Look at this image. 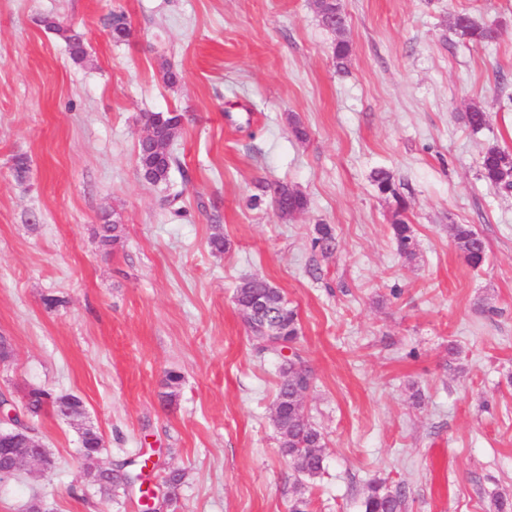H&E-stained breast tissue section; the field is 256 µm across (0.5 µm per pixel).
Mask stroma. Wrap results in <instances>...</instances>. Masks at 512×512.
I'll use <instances>...</instances> for the list:
<instances>
[{
    "label": "stroma",
    "instance_id": "obj_1",
    "mask_svg": "<svg viewBox=\"0 0 512 512\" xmlns=\"http://www.w3.org/2000/svg\"><path fill=\"white\" fill-rule=\"evenodd\" d=\"M340 4L339 35L313 0H0V336L14 348L0 395H77L103 440L86 460L76 427L42 414L33 426L54 464L0 482V512L34 500L142 512L138 490L104 500L90 473L144 458L153 489L184 474L162 512H288L297 484L273 421L282 358L258 351L233 302L255 277L299 315L303 405L325 441L313 512H363L374 481L405 490L404 512L512 501V191L480 177L487 147L512 151V0ZM463 10L499 39L456 36ZM114 11L132 30L120 44ZM46 17L84 33L85 60ZM473 101L490 114L477 132L461 119ZM170 109L186 116L178 163L151 184L135 157L143 116ZM379 168L409 203L413 258L396 250ZM263 180L288 182L307 209L280 217ZM106 221L119 243H102ZM319 224L335 234L327 255L312 245ZM457 224L484 239L481 268L457 248ZM216 232L221 253L207 246ZM169 371L182 376L170 400Z\"/></svg>",
    "mask_w": 512,
    "mask_h": 512
}]
</instances>
